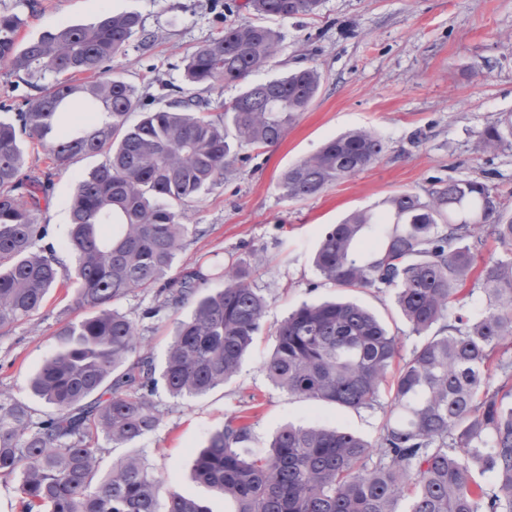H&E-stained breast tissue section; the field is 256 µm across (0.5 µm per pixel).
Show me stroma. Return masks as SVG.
<instances>
[{
    "label": "stroma",
    "mask_w": 512,
    "mask_h": 512,
    "mask_svg": "<svg viewBox=\"0 0 512 512\" xmlns=\"http://www.w3.org/2000/svg\"><path fill=\"white\" fill-rule=\"evenodd\" d=\"M224 2L0 0V12L24 18L23 40L63 23L88 24L112 11L139 13L155 40L148 46L132 40L112 61L110 73L138 86L150 102L182 85L186 57L225 24L250 20L249 12L224 11ZM272 26L281 35L280 51L251 75V82L313 66L322 77L320 92L277 144L237 148L223 184L188 208V224L203 233L188 236L173 265L179 271L236 260L250 264L254 286L268 300L256 343L236 376L207 394L174 397L158 388L153 400L159 422L142 439L98 441L101 472L138 456L155 476L210 512H231L232 505L195 480V452L231 418L250 425L249 446L257 452L288 423L338 427L372 444L383 433L389 400L360 410L318 404L274 387L264 371L278 328L305 304L351 300L378 316L402 352L420 341L399 312L394 290H344L321 277L313 257L324 229L394 193H424L438 179L486 182L512 206V150H475L479 134L503 113H512V0H320L316 15L276 20ZM39 94L24 74L0 67V118L14 119ZM355 128L369 129L383 141L377 163L316 198L295 201L283 195L279 181L290 165ZM99 162L87 157L52 177L38 216L50 242L66 241L76 180ZM116 307L135 321L143 352L159 367L177 321L189 319L195 303L165 307L149 288L128 293ZM151 307L156 315L144 317ZM88 313L73 296L56 290L39 312L0 336V396L28 404L36 416L48 413L49 405L31 392L28 379L52 353L56 330Z\"/></svg>",
    "instance_id": "stroma-1"
}]
</instances>
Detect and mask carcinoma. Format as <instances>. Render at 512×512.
I'll list each match as a JSON object with an SVG mask.
<instances>
[{
    "instance_id": "obj_1",
    "label": "carcinoma",
    "mask_w": 512,
    "mask_h": 512,
    "mask_svg": "<svg viewBox=\"0 0 512 512\" xmlns=\"http://www.w3.org/2000/svg\"><path fill=\"white\" fill-rule=\"evenodd\" d=\"M319 0H244L256 20L231 23L186 60L187 84L163 106L141 108L138 89L108 77L109 63L146 33L135 12L89 24H60L20 44L21 18L0 14V66L39 82L38 98L0 120V335L43 307L51 290L74 288L93 313L56 333L54 352L30 379L52 407L39 419L0 397V477H16L22 512H209L157 478L135 456L95 479L99 436L131 443L153 431L158 382L175 397L206 394L231 380L267 309L242 262L185 268L171 276L188 233L186 207L224 182L233 145L277 143L321 87L305 67L265 82L246 79L276 58L280 35L267 19L313 16ZM91 74L78 82L76 74ZM242 84L226 106L190 86ZM80 106L82 128L54 135L60 114ZM220 110L224 116L213 117ZM141 113L131 125L129 115ZM48 165L22 175L24 139ZM512 149V113L486 128L480 153ZM382 140L345 132L291 165L284 196L307 200L375 164ZM104 161L76 182L65 244L70 266L45 242L41 196L58 171L81 158ZM485 231L512 254V212L477 179L440 180L426 195L402 191L379 210L351 212L325 231L314 257L338 288L395 290L397 305L423 341L409 355L377 317L349 301L303 305L277 331L264 364L278 389L314 402L368 409L389 385L390 416L377 445L336 428L287 425L263 454L241 444L247 424L229 421L194 461V477L221 492L233 512H512V259L477 265ZM474 281L486 297L479 316L453 314ZM156 288L161 306L199 299L177 323L161 371L140 351L136 324L114 308L135 289ZM441 321L446 325L434 327ZM503 374L494 385L496 374ZM492 474L480 487L476 477Z\"/></svg>"
}]
</instances>
